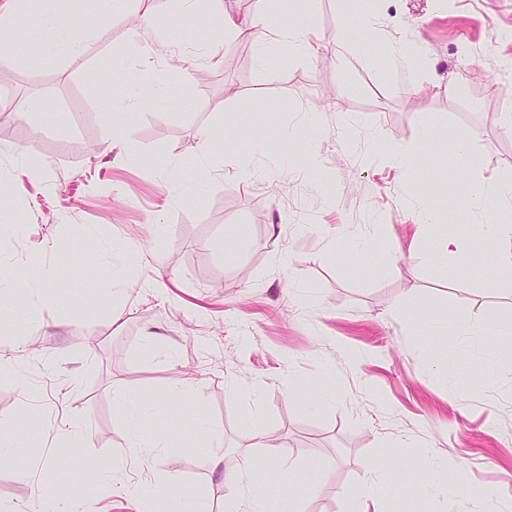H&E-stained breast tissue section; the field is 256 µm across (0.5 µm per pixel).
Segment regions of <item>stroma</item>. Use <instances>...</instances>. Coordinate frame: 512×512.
<instances>
[{"instance_id": "obj_1", "label": "stroma", "mask_w": 512, "mask_h": 512, "mask_svg": "<svg viewBox=\"0 0 512 512\" xmlns=\"http://www.w3.org/2000/svg\"><path fill=\"white\" fill-rule=\"evenodd\" d=\"M374 6L370 41L357 0H269L268 35L315 24L312 58L226 39L225 12L250 17L253 0H203L200 23L181 0H132L83 52L41 69L40 28L0 45V99L15 108L0 117V422L29 435L26 465L0 462V512H42L63 464L92 487V512H136L123 482L147 502L174 487L222 512L224 471L241 458L243 488L271 479L256 428L284 457L326 461L302 512H352L371 471L396 483L429 453L448 486L484 490L462 492L457 512H512V373L486 372L445 332L486 321L488 344L512 346L499 333L512 274L484 281L468 256L433 257L411 213L426 195L470 239L474 215L447 205L433 167L471 188L512 165V0ZM397 40L430 81L390 66ZM184 55L198 69L182 70ZM104 60L114 69L101 77ZM33 98L40 111H26ZM415 148L426 165L393 163ZM399 247L395 272L378 276ZM439 352L456 370L449 389L431 369ZM119 389L163 402L143 419L168 442L151 465L130 458Z\"/></svg>"}]
</instances>
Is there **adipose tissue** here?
Wrapping results in <instances>:
<instances>
[{
  "mask_svg": "<svg viewBox=\"0 0 512 512\" xmlns=\"http://www.w3.org/2000/svg\"><path fill=\"white\" fill-rule=\"evenodd\" d=\"M33 0H0V34L13 37L29 26L37 25L51 29V38L42 47V61L54 62L66 54H78L85 48L89 32L101 25L112 13L126 6L128 0H91L92 7L81 26L70 25L65 14L56 10L32 12ZM470 205L479 219V233L493 242L491 253L477 262L475 272L482 278L494 277L512 271V224L492 221L493 212L512 207V174H502L490 186H475L470 195ZM119 404L126 412L133 426L134 440L131 445L132 457L143 460L160 455L165 443L159 436L146 433L142 427L139 401L125 393H118ZM273 480L270 484L251 490L246 501H239L237 489L243 475L242 470H228L224 473V485L228 494L224 500V512H273L268 504L277 501L274 512H300L298 496L289 478L297 468L279 453L269 455ZM441 476L431 468L423 474H403L398 485H390L381 471H372L363 481L355 497L354 512H369L370 504L399 499L403 495L427 498L438 488Z\"/></svg>",
  "mask_w": 512,
  "mask_h": 512,
  "instance_id": "ef3b65f1",
  "label": "adipose tissue"
}]
</instances>
